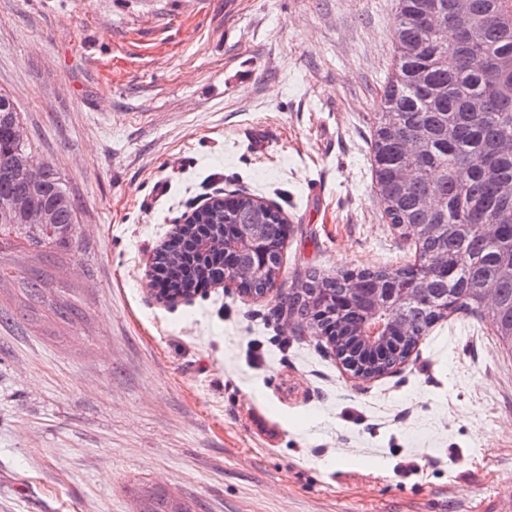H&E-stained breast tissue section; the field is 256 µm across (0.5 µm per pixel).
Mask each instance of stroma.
<instances>
[{"label": "stroma", "instance_id": "1", "mask_svg": "<svg viewBox=\"0 0 512 512\" xmlns=\"http://www.w3.org/2000/svg\"><path fill=\"white\" fill-rule=\"evenodd\" d=\"M398 0H0V91L78 207L49 309L0 321V512H512V357L454 313L354 376L279 310L309 269L398 267L371 137ZM288 220L263 297L156 298L151 257L209 197ZM139 512H191L190 507L163 490H154L146 495Z\"/></svg>", "mask_w": 512, "mask_h": 512}]
</instances>
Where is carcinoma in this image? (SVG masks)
Here are the masks:
<instances>
[{
  "mask_svg": "<svg viewBox=\"0 0 512 512\" xmlns=\"http://www.w3.org/2000/svg\"><path fill=\"white\" fill-rule=\"evenodd\" d=\"M466 40L443 39L454 27L455 0H399L394 28L396 64L376 112L372 169L384 212L396 228L417 237L419 258L398 268L363 269L326 276L311 270L280 308L316 326L345 367L362 377L404 362L418 339L453 312L488 317L512 352V0H469ZM0 193L26 192L53 222L33 226L0 215V248L21 234L38 259L46 251L77 252L76 204L49 164L27 165L33 155L15 103L0 93ZM405 168L413 178L392 181ZM265 227L264 258L239 291L264 295L282 267L285 218L275 205L246 193L215 196L196 209L155 252L151 270L163 301L174 304L224 282L237 253H208L205 241L244 236ZM0 274L25 285L24 307L46 302L44 281L14 267ZM391 309L406 321L390 331L387 355L376 358L363 339L372 309ZM140 512H191L163 490L142 501Z\"/></svg>",
  "mask_w": 512,
  "mask_h": 512,
  "instance_id": "carcinoma-1",
  "label": "carcinoma"
}]
</instances>
